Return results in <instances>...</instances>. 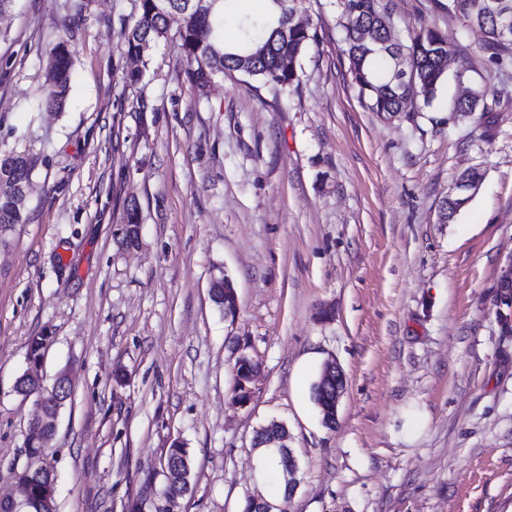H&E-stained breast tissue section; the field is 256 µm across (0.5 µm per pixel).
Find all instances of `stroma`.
<instances>
[{
    "instance_id": "1",
    "label": "stroma",
    "mask_w": 512,
    "mask_h": 512,
    "mask_svg": "<svg viewBox=\"0 0 512 512\" xmlns=\"http://www.w3.org/2000/svg\"><path fill=\"white\" fill-rule=\"evenodd\" d=\"M17 0L0 22V150L36 161L29 221L0 244V497L23 466L28 344L73 391L49 442L56 512H163L168 448L193 459L175 512H512V77L444 0H387L400 38L427 25L454 51L437 99L385 120L358 95L334 0H307L316 39L276 102L236 74L187 81L177 30L138 83L121 32L136 0ZM69 38L63 111L44 105L50 49ZM493 122L457 118L458 68ZM476 167L453 223L442 201ZM141 224L120 232L128 203ZM228 276L225 319L211 283ZM260 365L238 404L236 362ZM347 377L334 427L312 399L325 362ZM287 425L298 486L252 438Z\"/></svg>"
}]
</instances>
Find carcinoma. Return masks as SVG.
Returning <instances> with one entry per match:
<instances>
[{
    "instance_id": "cac0c4a2",
    "label": "carcinoma",
    "mask_w": 512,
    "mask_h": 512,
    "mask_svg": "<svg viewBox=\"0 0 512 512\" xmlns=\"http://www.w3.org/2000/svg\"><path fill=\"white\" fill-rule=\"evenodd\" d=\"M489 0H446L444 9L467 25L478 27L485 37V48L503 68L512 67V42L502 39L497 31L501 22L512 21V0H497L499 10H487ZM273 10L262 20H252L243 27V37L236 43L224 42L218 31L223 13V0H139L138 15L123 32L127 52L144 58L143 43L152 44L168 33L165 14L177 11L183 17V31L178 35L181 55L189 64L187 80L204 86L210 80L236 72L245 82L255 81L267 88L274 100L292 95L299 84L300 60L315 41L311 27L296 28L284 18L278 0H270ZM339 25L345 36V53L360 97L369 110L386 120L408 111V104L421 101L429 106L437 98L447 67L442 59L452 52L446 36L435 27L422 26L410 35L408 42L396 39L386 30L388 6L383 0H337ZM401 54L407 72L405 79L394 76L393 57ZM72 53L65 40L51 49L47 69L46 104L61 111L65 108L70 88ZM460 117L480 113L484 124L491 125L486 90L469 86L454 104ZM34 164L26 154L0 153V242L18 224L29 220L27 203L21 189L29 185ZM471 197L453 192L448 195V209L441 210L444 224L454 221ZM122 222L129 226L128 243L138 238L140 224L137 206L124 210ZM44 440L31 445L27 452L29 474L20 479L17 498L26 512H56L55 498L44 495L43 485L56 484L50 464L48 442L51 430H41ZM167 455L181 463L182 474H192L189 452L182 445L168 449Z\"/></svg>"
}]
</instances>
